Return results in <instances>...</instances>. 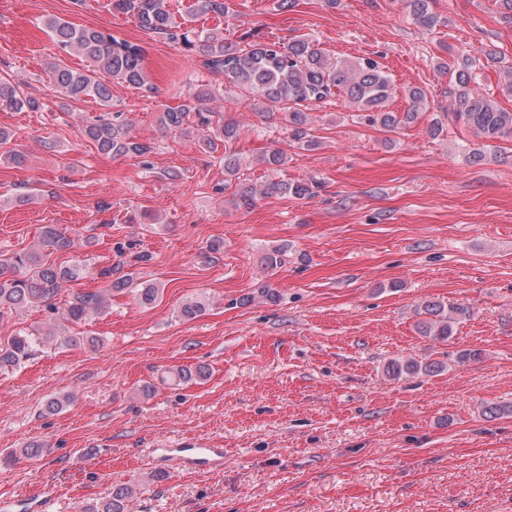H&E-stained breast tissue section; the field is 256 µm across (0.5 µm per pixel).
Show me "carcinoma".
I'll use <instances>...</instances> for the list:
<instances>
[{
	"mask_svg": "<svg viewBox=\"0 0 512 512\" xmlns=\"http://www.w3.org/2000/svg\"><path fill=\"white\" fill-rule=\"evenodd\" d=\"M431 0H407L416 23L433 28L438 18L431 10ZM112 10L131 16L140 29L157 35L179 46L190 54L203 57V66L213 74L224 75V86L240 89L262 100L266 105L283 106L289 112L288 135L295 144L311 149L317 140L308 126L306 110L309 106L328 101L341 92L349 104L361 113L371 125L392 132L418 119L425 104V91L419 87L408 90L410 107L404 112L387 108L391 94V78L385 67L371 56L330 62L313 42L294 39L288 44L279 41L255 42L245 46L224 41L219 30L199 31L191 20L177 21L170 8V0H112ZM193 14L230 12V0H194ZM43 25L51 32L58 47L67 53L86 57L95 68L117 83H124L141 93H154L144 61L146 49L137 43L120 38L111 32L76 25L58 17L47 18ZM492 50L472 55L461 53L439 63V69L455 76L456 108L443 113L468 127L475 136L487 143L512 141V112L501 108L493 98L472 88L479 71L498 63ZM50 80L56 92L65 99L91 98L108 107L112 88L96 79L94 71H76L57 63L50 64ZM214 95V87L200 84L187 95L177 108L162 113L161 123L169 130L194 128L201 134L203 148L217 151L218 142H224V189L232 190V202L249 207L256 196L268 193H288L297 198H313L319 185L306 181L282 180L259 190L244 177L241 164L231 151L239 138V126L223 116L203 107ZM0 105L16 111L37 112L43 103L28 94L26 82L16 76L0 75ZM86 137L103 154L113 157L133 155L146 157L153 152L148 142L130 134L121 114L112 117L96 116L84 122ZM75 242L54 224L43 226L39 244L23 253L0 255V310L47 306L56 311L65 322H79L106 308L107 295L120 292L132 285L127 276L111 281L103 291L84 292L59 308L53 300L64 285L77 280L83 265L56 266L48 262L47 251L69 250ZM463 309L447 307L442 303L423 306L426 318L417 323L421 336L445 341L453 336L456 316ZM39 338L30 333H17L0 345V368L16 366L31 356ZM441 364L421 365L416 361L394 362L389 373L394 377L414 376L420 372H440ZM135 495L132 486L112 489L107 497L93 504L80 503L74 512H127Z\"/></svg>",
	"mask_w": 512,
	"mask_h": 512,
	"instance_id": "cac0c4a2",
	"label": "carcinoma"
}]
</instances>
